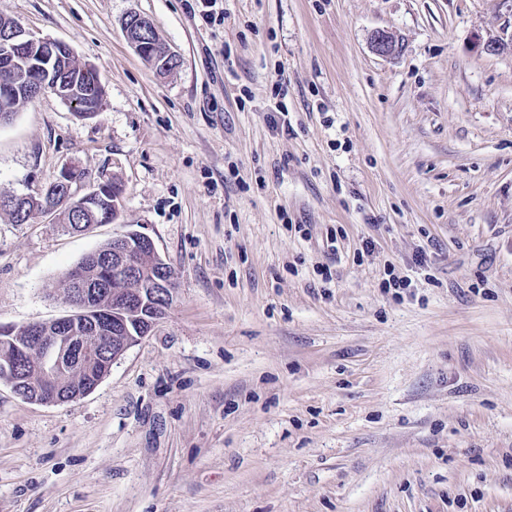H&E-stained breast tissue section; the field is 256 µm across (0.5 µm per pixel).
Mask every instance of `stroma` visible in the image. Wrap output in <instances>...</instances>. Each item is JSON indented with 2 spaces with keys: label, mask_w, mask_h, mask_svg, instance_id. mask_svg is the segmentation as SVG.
I'll list each match as a JSON object with an SVG mask.
<instances>
[{
  "label": "stroma",
  "mask_w": 512,
  "mask_h": 512,
  "mask_svg": "<svg viewBox=\"0 0 512 512\" xmlns=\"http://www.w3.org/2000/svg\"><path fill=\"white\" fill-rule=\"evenodd\" d=\"M214 12L0 0L104 88L95 116L46 93L0 125V194L74 163L75 195L124 188L118 219L81 234L0 213V324L65 315L61 275L128 229L176 283L92 392L38 404L0 380V512H512V12ZM131 13L172 73L131 46ZM378 29L398 54L372 51ZM390 268L411 281L397 300Z\"/></svg>",
  "instance_id": "obj_1"
}]
</instances>
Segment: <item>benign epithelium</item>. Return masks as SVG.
Wrapping results in <instances>:
<instances>
[{"label": "benign epithelium", "mask_w": 512, "mask_h": 512, "mask_svg": "<svg viewBox=\"0 0 512 512\" xmlns=\"http://www.w3.org/2000/svg\"><path fill=\"white\" fill-rule=\"evenodd\" d=\"M145 17L134 14L124 21L125 35L136 51L147 42L135 33ZM372 49L391 56L400 47L387 30L371 35ZM77 166L66 167L54 183V196L62 202L75 200L71 191ZM132 284L130 288L110 287L114 274ZM66 287L72 299V311L62 317L26 324H0V339L25 358L39 353L36 377L13 380V390L23 399L40 404L62 403L94 390L80 381L87 361L103 352L119 348L112 356L118 360L130 347L151 335L164 318L174 297V285L167 264L157 252L153 240L137 230H127L112 238V254L99 261L95 270L72 268L66 273ZM136 316L137 335H131L128 317ZM97 340L99 348H89L87 341Z\"/></svg>", "instance_id": "benign-epithelium-1"}]
</instances>
